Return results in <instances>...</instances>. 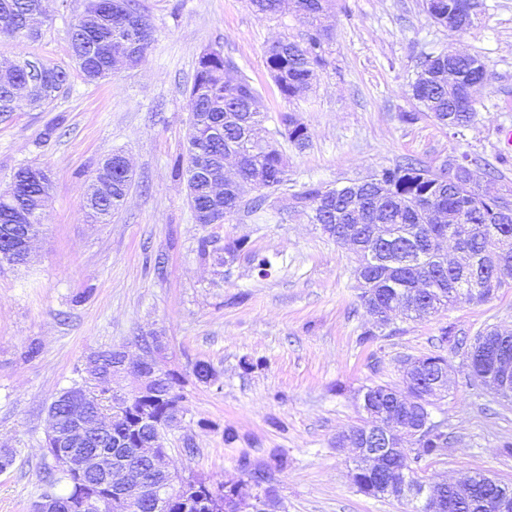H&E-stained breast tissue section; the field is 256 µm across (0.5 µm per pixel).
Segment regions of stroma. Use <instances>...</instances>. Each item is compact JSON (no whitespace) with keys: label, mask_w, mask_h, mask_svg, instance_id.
Here are the masks:
<instances>
[{"label":"stroma","mask_w":512,"mask_h":512,"mask_svg":"<svg viewBox=\"0 0 512 512\" xmlns=\"http://www.w3.org/2000/svg\"><path fill=\"white\" fill-rule=\"evenodd\" d=\"M478 2L472 25L453 33L427 16L422 0H332L322 19L332 33L328 63L312 90L290 101L265 51L278 39L304 38L293 8L272 16L249 0H140L156 33L138 65L96 83L73 74L45 111L0 114V190L25 165L53 174L28 263L0 264V448L17 452L0 472V512H30L41 493L52 396L86 380L92 352L120 348L134 361L143 355L138 337L150 334L165 344L160 367L186 379L189 412L166 433L170 466L183 474L231 483L247 462L267 469L276 512H409L408 501L360 493L351 478L356 451L337 441L364 422L360 389L402 387L407 360L437 353L451 368L448 395L431 411L450 443L424 463V476L456 481L478 471L512 484V456L502 452L512 442V403L468 385L464 351L438 343L448 325L469 337L487 327L512 332V288L422 321L395 314L362 341L375 328L357 298L354 254L289 208L304 186L333 188L409 158L437 167L464 154L487 191L512 187V152L498 136L512 128V0ZM87 4L46 0L41 37L22 51L71 69L69 29ZM211 48L261 92L267 127L288 112L309 133L305 148L284 145L288 181L272 191L271 207L226 224L197 223L186 184L172 173L189 130L186 90ZM448 49L479 56L491 70L476 121L457 133L420 112L410 89L419 57ZM54 123L58 131L44 139ZM116 152L134 182L111 223L95 224L83 197ZM203 237L246 239L273 267L261 277L242 257L201 258ZM199 360L220 371L218 385L195 379Z\"/></svg>","instance_id":"1"}]
</instances>
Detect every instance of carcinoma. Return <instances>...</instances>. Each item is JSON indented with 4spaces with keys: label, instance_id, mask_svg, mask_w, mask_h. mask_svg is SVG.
I'll return each mask as SVG.
<instances>
[{
    "label": "carcinoma",
    "instance_id": "cac0c4a2",
    "mask_svg": "<svg viewBox=\"0 0 512 512\" xmlns=\"http://www.w3.org/2000/svg\"><path fill=\"white\" fill-rule=\"evenodd\" d=\"M328 0H294L295 10L310 26L301 42L281 40L269 46L265 64L281 95L287 99L305 96L317 78V71L327 64L326 44L329 34L318 26ZM458 9L457 0H433L429 16L448 26V12ZM44 11L43 0H0V41L36 40L41 32L30 26V18ZM155 29L141 13L138 0H90L84 14L70 33L72 58L84 80L93 82L111 72L114 59L127 56L141 62L153 42ZM11 72V86L0 84V113L45 108L69 83V72L59 66L34 62L24 54L4 59ZM466 78H489L487 63L473 55L455 58L438 55L419 59L417 67L424 75L411 84L412 98L423 112L448 129L464 128L478 115L477 105L463 98L461 88L448 86V66ZM188 106L193 118L186 153L175 158L174 176L186 181L188 202L194 213L216 203L223 207V220L240 213L253 214L265 208L269 196L245 197V186L278 188L287 182V163L277 148L278 139L303 147L308 130L289 113L279 117L274 129L265 126L267 113L259 93L235 64L218 50L198 58L193 82L188 90ZM238 158L234 178L224 176L218 158L227 150ZM110 184L102 189L91 179L83 206L102 224H107L123 204L132 182L130 168L114 154L107 162ZM29 167L13 175L14 189L0 191V235L14 231L15 225L42 223V202L48 197L52 180L48 170L35 167L39 178H28ZM224 184V199L212 198V185ZM293 208L308 216L336 244L353 249L356 265L353 273L360 290L361 305L371 315L383 313L400 304L413 320H420L460 303L486 302L494 293L509 286L491 278V271L501 269L512 277V223H499V203L492 197L476 199L474 191L463 184L448 185L436 171L409 159L393 167L357 179L339 188L322 189L310 185L292 195ZM465 256V261L448 264L443 244ZM246 253L253 268L263 275L270 266L267 256L246 249L242 240L224 244V260L234 261ZM441 343L452 349L463 346L476 349L468 359L470 384L497 379L495 359L512 362V333L496 328L480 331L472 341L457 335L454 327L441 329ZM101 362L98 374L84 389L92 408L112 407V349L97 351ZM449 371L448 360L441 355L417 359L404 370L403 388L389 385L367 386L361 390L360 408L367 415L366 425L379 420L400 424L410 430L417 426L424 409L443 397L428 384L434 370ZM197 381L216 384L219 372L208 361L199 360L193 368ZM181 378L172 374L168 384L152 396L150 406L158 418L167 415L171 402L184 399L177 391ZM122 440L127 448H137L147 439L146 426L132 414L125 428L107 437L105 447ZM403 451L393 463L409 470V483L417 486L413 512H427L422 497L435 494L460 496L442 483L419 477L422 463L441 455L448 447V434L440 429L410 434L400 444ZM361 493L374 498L387 497L368 461L357 457L352 473ZM468 498L489 502L509 498L501 483L490 482L485 474L474 473ZM44 484L49 491L43 498L52 503V512H101L90 508L100 500L97 480H81L57 465L44 470ZM466 498V499H468ZM466 499L457 512H469Z\"/></svg>",
    "mask_w": 512,
    "mask_h": 512
}]
</instances>
